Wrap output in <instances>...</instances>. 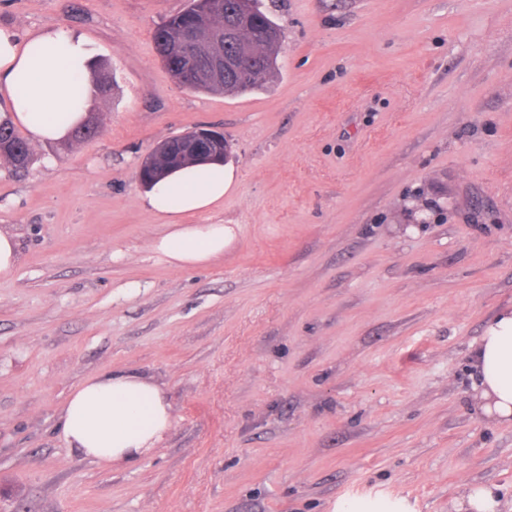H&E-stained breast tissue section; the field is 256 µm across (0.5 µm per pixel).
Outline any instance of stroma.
Segmentation results:
<instances>
[{
    "mask_svg": "<svg viewBox=\"0 0 512 512\" xmlns=\"http://www.w3.org/2000/svg\"><path fill=\"white\" fill-rule=\"evenodd\" d=\"M187 0H0V24L83 35L115 83L90 141L0 164V512H512V422L471 354L512 308V0H268L274 76L176 84L152 40ZM200 125L231 143L175 270L138 172ZM161 383L174 424L128 466L70 448L59 413L103 371ZM17 260V242L14 236L0 231V279L14 274Z\"/></svg>",
    "mask_w": 512,
    "mask_h": 512,
    "instance_id": "1",
    "label": "stroma"
}]
</instances>
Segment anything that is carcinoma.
<instances>
[{
  "label": "carcinoma",
  "instance_id": "obj_1",
  "mask_svg": "<svg viewBox=\"0 0 512 512\" xmlns=\"http://www.w3.org/2000/svg\"><path fill=\"white\" fill-rule=\"evenodd\" d=\"M190 30L200 42L224 37V75L202 80L193 72L182 32ZM282 31L261 9L260 0H190L187 8L166 18L153 31L156 52L170 74H179L192 91L244 94L263 86L278 69ZM94 88L108 91L113 84L107 65L93 62ZM0 153L14 169L31 162L28 143L13 129L0 124Z\"/></svg>",
  "mask_w": 512,
  "mask_h": 512
}]
</instances>
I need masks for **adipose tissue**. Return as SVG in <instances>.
<instances>
[{
  "mask_svg": "<svg viewBox=\"0 0 512 512\" xmlns=\"http://www.w3.org/2000/svg\"><path fill=\"white\" fill-rule=\"evenodd\" d=\"M88 55L82 37L62 28L22 34L0 25V123L30 139L68 140L92 108L90 98L74 96L88 85ZM234 179L232 166L197 163L146 187L150 212L162 216L168 232L154 241V252L176 269H192L223 255L228 230L221 224H188V215L219 207ZM472 362L480 380L478 408L489 418L512 420V311L488 325ZM164 390L150 377L105 371L89 377L68 397L59 417L71 448L90 461L125 465L159 444L172 427Z\"/></svg>",
  "mask_w": 512,
  "mask_h": 512,
  "instance_id": "obj_1",
  "label": "adipose tissue"
}]
</instances>
